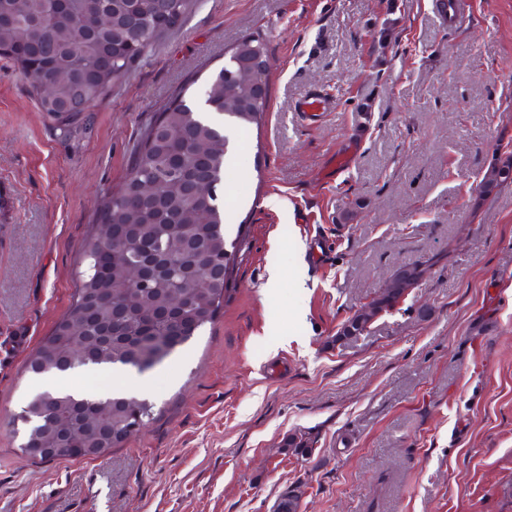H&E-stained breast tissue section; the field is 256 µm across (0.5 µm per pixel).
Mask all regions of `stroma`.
Masks as SVG:
<instances>
[{
  "label": "stroma",
  "instance_id": "obj_1",
  "mask_svg": "<svg viewBox=\"0 0 512 512\" xmlns=\"http://www.w3.org/2000/svg\"><path fill=\"white\" fill-rule=\"evenodd\" d=\"M246 38L271 74L224 165L242 180L224 183L238 253L223 308L148 387L123 369L57 380L146 397L150 422L120 447L27 459L11 424L40 389L25 364L71 304L102 197L154 114L203 99ZM312 90L332 102L314 122ZM508 152L512 0H469L451 23L437 0H200L67 130L0 58V512H279L287 495L299 512H512V184L482 188ZM414 265L417 288L337 339Z\"/></svg>",
  "mask_w": 512,
  "mask_h": 512
}]
</instances>
